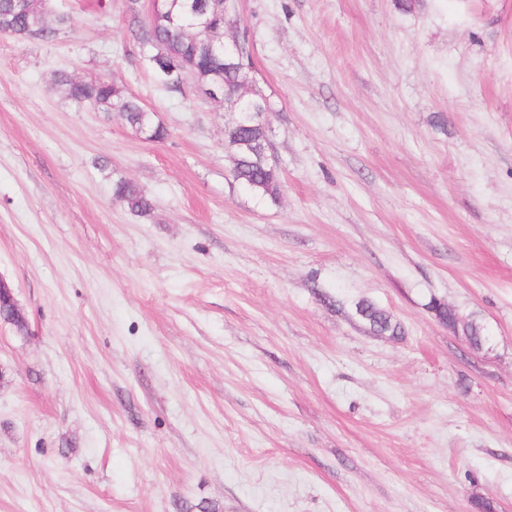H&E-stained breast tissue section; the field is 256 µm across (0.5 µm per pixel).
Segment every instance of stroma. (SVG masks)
I'll return each mask as SVG.
<instances>
[{
  "instance_id": "obj_1",
  "label": "stroma",
  "mask_w": 512,
  "mask_h": 512,
  "mask_svg": "<svg viewBox=\"0 0 512 512\" xmlns=\"http://www.w3.org/2000/svg\"><path fill=\"white\" fill-rule=\"evenodd\" d=\"M126 3L0 34V276L28 319L0 322V512H512V0H240L275 203ZM59 70L167 139L77 109ZM57 79L67 99L77 108L124 112V119L135 131L139 132L141 128L148 129L154 133L155 140L165 139L167 130L156 122L154 113L118 85L108 81L75 80L65 74L59 75ZM112 194L127 209L138 216L149 215L153 210L152 200L131 180L119 178L113 182ZM355 313L374 335L402 336L404 333L400 323L392 316L369 300H361L355 304Z\"/></svg>"
}]
</instances>
